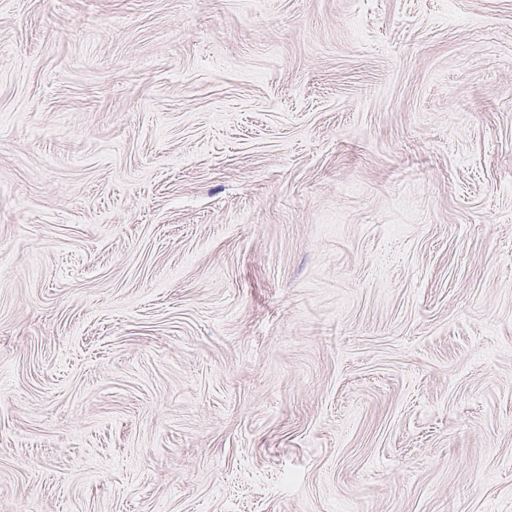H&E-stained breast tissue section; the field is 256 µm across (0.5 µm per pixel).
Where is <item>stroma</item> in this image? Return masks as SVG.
<instances>
[{"label": "stroma", "instance_id": "obj_1", "mask_svg": "<svg viewBox=\"0 0 512 512\" xmlns=\"http://www.w3.org/2000/svg\"><path fill=\"white\" fill-rule=\"evenodd\" d=\"M0 512H512V0H0Z\"/></svg>", "mask_w": 512, "mask_h": 512}]
</instances>
